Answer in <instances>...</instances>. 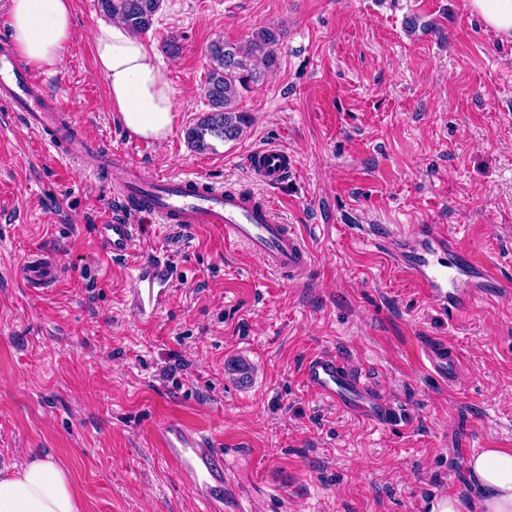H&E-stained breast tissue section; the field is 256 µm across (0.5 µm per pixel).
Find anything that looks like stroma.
<instances>
[{"mask_svg":"<svg viewBox=\"0 0 512 512\" xmlns=\"http://www.w3.org/2000/svg\"><path fill=\"white\" fill-rule=\"evenodd\" d=\"M76 35L45 72L107 148L129 133L107 107L90 34L97 0H73ZM283 32L279 64L239 101L240 137L190 147L209 109L207 49ZM170 71L174 130L135 153L146 176L198 173L273 201L313 258L287 280L210 225L153 224L136 256L177 268L168 306L143 321L124 301L132 261L104 255L93 228L119 213L105 177L59 161L0 103V472L35 455L71 478L80 512H208L159 448L170 421L220 438L239 507L224 512H429L476 489L459 448L512 451V39L465 0H164L142 37ZM283 147L287 184L257 182L246 156ZM437 224L506 286L449 317L400 280L385 239ZM61 276L28 287L24 261ZM437 337L460 383L422 367ZM336 355L390 398L397 423L356 419L301 377Z\"/></svg>","mask_w":512,"mask_h":512,"instance_id":"35a3bbf8","label":"stroma"}]
</instances>
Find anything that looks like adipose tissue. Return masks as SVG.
I'll return each instance as SVG.
<instances>
[{
	"label": "adipose tissue",
	"instance_id": "1",
	"mask_svg": "<svg viewBox=\"0 0 512 512\" xmlns=\"http://www.w3.org/2000/svg\"><path fill=\"white\" fill-rule=\"evenodd\" d=\"M9 34L23 61L56 68L74 36L72 0H10ZM91 40L108 107L125 130L146 140L167 138L177 105L165 64L118 20L98 23ZM467 466L477 497H441L431 512H512V452L488 448ZM0 512H80V506L69 474L45 456L0 475Z\"/></svg>",
	"mask_w": 512,
	"mask_h": 512
}]
</instances>
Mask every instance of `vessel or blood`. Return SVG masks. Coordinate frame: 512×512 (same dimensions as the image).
I'll return each instance as SVG.
<instances>
[{"label": "vessel or blood", "instance_id": "vessel-or-blood-1", "mask_svg": "<svg viewBox=\"0 0 512 512\" xmlns=\"http://www.w3.org/2000/svg\"><path fill=\"white\" fill-rule=\"evenodd\" d=\"M12 103L24 125L65 160L80 163L87 172L106 173L126 201L130 213L170 226L208 224L219 227L226 241L245 245L266 267L291 279L305 276L312 265L306 242L283 224L274 207L252 197L221 190L194 175L144 177L140 168L112 153L70 119L66 102L49 90L45 80L20 61L8 45H0V99ZM249 169L264 183H284L293 162L287 152L271 146L252 152ZM134 225L111 222L96 227L105 255L131 257L135 250ZM455 244L439 225H418L414 234L392 233L388 251L401 277L421 288L425 297L455 313L483 294L500 287L494 266L461 259ZM137 286L127 301L131 313L149 319L164 309L171 296L174 269L165 261L137 260ZM60 277L58 263L39 256L29 262L27 283L33 288L51 287ZM419 356L430 374L442 382L462 378L460 356L437 338H426ZM305 386L351 415L375 423L391 419V405L371 384L362 381L335 355L318 353L302 367ZM162 440L180 475L193 493L208 503L211 512H222L234 490L224 480L218 459L228 456L216 438L193 435L175 422L162 429Z\"/></svg>", "mask_w": 512, "mask_h": 512}]
</instances>
